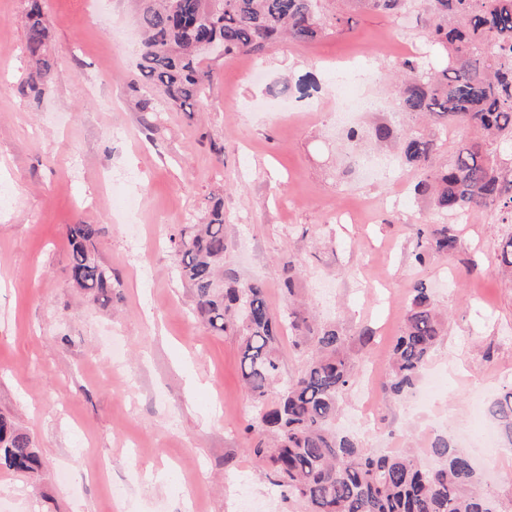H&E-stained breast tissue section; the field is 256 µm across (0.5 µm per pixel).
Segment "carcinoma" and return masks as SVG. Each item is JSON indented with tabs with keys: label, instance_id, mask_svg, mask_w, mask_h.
<instances>
[{
	"label": "carcinoma",
	"instance_id": "1",
	"mask_svg": "<svg viewBox=\"0 0 512 512\" xmlns=\"http://www.w3.org/2000/svg\"><path fill=\"white\" fill-rule=\"evenodd\" d=\"M331 1L393 17L408 11L425 16L426 36L444 51L446 63L428 73L410 58L395 60L397 105L436 126L453 122L477 136L444 162L438 161L442 142L435 134L381 122L372 136L399 145L404 163L421 171L415 197L438 213L458 217L490 210L512 223V179L504 174L512 162V0H222L223 14L215 18V0H141L139 108L154 111L159 97L178 108L200 102L210 79L203 67L205 42L226 56L261 55L281 38L307 43L330 30L345 33L344 16L329 9ZM25 31L34 66L17 92L39 101L52 91L54 66L41 0H29ZM96 234L93 224L69 226L68 270L75 287L106 305L116 280L89 248ZM169 248L194 314L211 332L239 341L241 380L255 410L245 431L258 433L251 452L265 459L282 496L300 499L306 512H494L477 488L469 458L448 438L431 443L434 465L427 467L410 451L371 453L355 433L336 427L343 394L355 377L344 336L334 325H317L294 300L292 279L286 280V310L277 315L263 284L242 282L224 270L228 241L221 200L207 208L204 222L172 233ZM457 248L453 229L440 224L415 260L423 264L433 253L449 255ZM495 270L512 274V236L502 241ZM447 323L431 292L421 284L412 288L386 370L392 394H403L420 378ZM286 335L309 354L298 375L284 381L278 348ZM489 414L511 448L512 386L490 404ZM0 467L28 475L42 468L31 438L4 415Z\"/></svg>",
	"mask_w": 512,
	"mask_h": 512
}]
</instances>
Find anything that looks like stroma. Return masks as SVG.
Instances as JSON below:
<instances>
[{"label":"stroma","mask_w":512,"mask_h":512,"mask_svg":"<svg viewBox=\"0 0 512 512\" xmlns=\"http://www.w3.org/2000/svg\"><path fill=\"white\" fill-rule=\"evenodd\" d=\"M26 0H0V414L34 439L37 478L0 470V512H305L264 475L244 428L254 416L239 371L238 339L192 314L168 238L224 204V266L286 306L283 281L320 323H336L359 367L386 371L417 284L448 313L428 368L442 377L431 409L406 410L380 390L375 426L359 431L378 452L429 450L444 435L485 470L495 512H512V448H482L487 408L512 385V278L491 272L512 225L481 212L455 222L456 256L414 255L422 225L442 223L410 188L419 170L382 156L361 173L368 140L348 142L339 83L365 75L373 104L359 124L394 126L390 60L416 45L441 69V51L416 13L349 11L343 35L286 41L263 58H211L195 111H140L135 0H43L56 59L40 102L16 87L32 63ZM312 73L301 109L289 80ZM96 225L98 261L116 276L110 305L74 288L68 228ZM375 332L360 346L362 328ZM494 458L497 469L487 468Z\"/></svg>","instance_id":"1"}]
</instances>
